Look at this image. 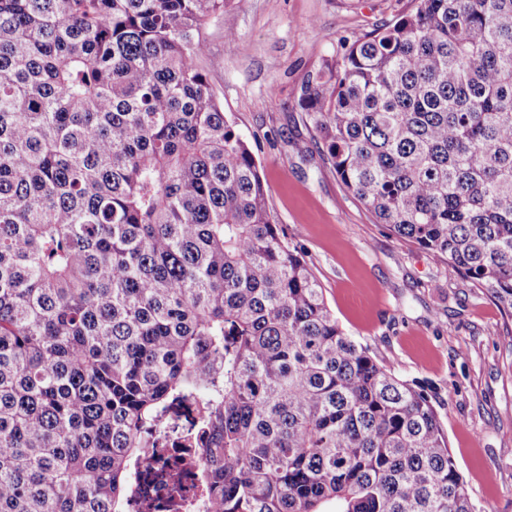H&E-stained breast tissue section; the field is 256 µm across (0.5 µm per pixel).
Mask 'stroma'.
I'll return each mask as SVG.
<instances>
[{"label":"stroma","mask_w":512,"mask_h":512,"mask_svg":"<svg viewBox=\"0 0 512 512\" xmlns=\"http://www.w3.org/2000/svg\"><path fill=\"white\" fill-rule=\"evenodd\" d=\"M413 7L231 0L203 31L199 65L250 143L276 222L341 327L431 397L478 512H512V318L485 289L376 223L324 160L299 107L325 59Z\"/></svg>","instance_id":"stroma-1"}]
</instances>
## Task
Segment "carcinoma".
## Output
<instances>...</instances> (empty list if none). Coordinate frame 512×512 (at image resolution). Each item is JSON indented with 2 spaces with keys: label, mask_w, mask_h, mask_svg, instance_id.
I'll list each match as a JSON object with an SVG mask.
<instances>
[{
  "label": "carcinoma",
  "mask_w": 512,
  "mask_h": 512,
  "mask_svg": "<svg viewBox=\"0 0 512 512\" xmlns=\"http://www.w3.org/2000/svg\"><path fill=\"white\" fill-rule=\"evenodd\" d=\"M303 87L376 223L512 317V0H414ZM229 0H0V512H122L172 409L192 512H476L343 331L198 61Z\"/></svg>",
  "instance_id": "cac0c4a2"
}]
</instances>
